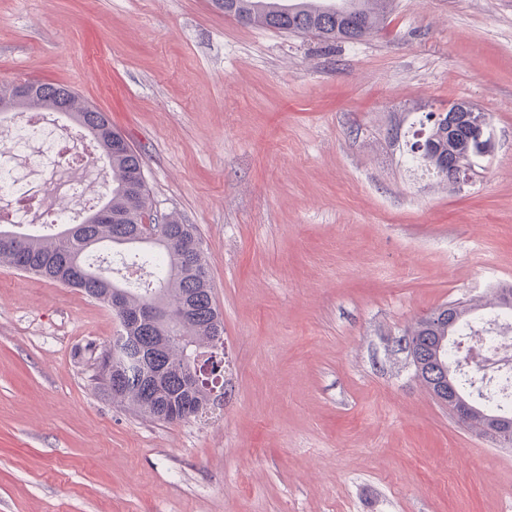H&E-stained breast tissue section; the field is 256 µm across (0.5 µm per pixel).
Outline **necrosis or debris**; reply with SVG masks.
<instances>
[{
    "label": "necrosis or debris",
    "mask_w": 512,
    "mask_h": 512,
    "mask_svg": "<svg viewBox=\"0 0 512 512\" xmlns=\"http://www.w3.org/2000/svg\"><path fill=\"white\" fill-rule=\"evenodd\" d=\"M78 130L42 112L0 125V203L9 207L8 221L24 232L43 235L52 227L76 223L82 205H98L101 195L90 190L94 158L75 146ZM461 349L475 358L462 369L463 383L492 409L512 407V317L498 312L464 324Z\"/></svg>",
    "instance_id": "necrosis-or-debris-1"
}]
</instances>
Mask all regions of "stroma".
<instances>
[{"label": "stroma", "instance_id": "1", "mask_svg": "<svg viewBox=\"0 0 512 512\" xmlns=\"http://www.w3.org/2000/svg\"><path fill=\"white\" fill-rule=\"evenodd\" d=\"M69 87L196 227L224 319V405L177 423L89 382L120 330L0 266V512H512V447L459 423L399 342L512 285V0H393L357 42L211 0H0V83ZM456 99L493 153L469 183L404 163Z\"/></svg>", "mask_w": 512, "mask_h": 512}]
</instances>
